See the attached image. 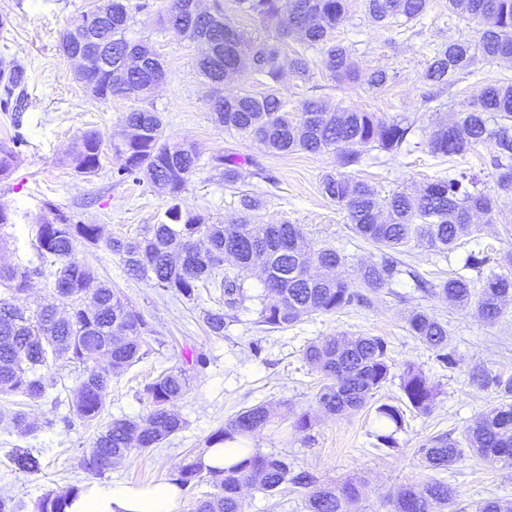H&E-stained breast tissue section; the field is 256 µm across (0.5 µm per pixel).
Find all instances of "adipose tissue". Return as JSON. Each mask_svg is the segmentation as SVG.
<instances>
[{"mask_svg":"<svg viewBox=\"0 0 512 512\" xmlns=\"http://www.w3.org/2000/svg\"><path fill=\"white\" fill-rule=\"evenodd\" d=\"M181 496L172 483L144 488L94 483L82 488L68 512H178Z\"/></svg>","mask_w":512,"mask_h":512,"instance_id":"1","label":"adipose tissue"}]
</instances>
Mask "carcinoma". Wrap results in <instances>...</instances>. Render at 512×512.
Wrapping results in <instances>:
<instances>
[{
  "mask_svg": "<svg viewBox=\"0 0 512 512\" xmlns=\"http://www.w3.org/2000/svg\"><path fill=\"white\" fill-rule=\"evenodd\" d=\"M99 0L84 16V26L75 30L71 42L88 36L112 46V55L127 58L130 66L124 79H111L94 53L84 67L85 84L101 101L131 94L143 99L165 77L164 66L153 46L134 42L127 33L132 11L149 8L144 2ZM351 0H289V25L280 28L282 0H234L235 11L268 29L272 37L258 38L235 25L224 0H213L207 10L198 0H170L160 22L181 30L196 45L195 64L204 82L213 89L212 120L229 134L254 137L276 153L302 151L311 155L334 152L342 170L327 174L321 182L322 194L342 209L353 231L381 251L380 260L363 269L360 286L353 287L336 269L343 257L325 246L312 249L298 224L283 221L261 224L251 213L262 200L240 193V216L230 224H209L183 208L182 193L194 172L203 167L194 145L165 138L163 117L149 109H133L121 120L118 138L110 149L124 163L113 172L119 182L149 180L167 195L164 220L145 228L135 238H102L98 224H76L51 202L32 225V245L40 264L0 265V393L31 403L48 397L54 378L41 372L59 360L78 368L81 381L71 413L84 423L99 420L105 397L112 385V373L140 362L148 351L146 337L151 328L135 311L119 289L99 280L96 268L75 258L78 245L97 247L103 243L119 256L127 275L145 280L175 298L196 301L202 292L215 290L224 297L219 308L207 310L203 322L210 333L224 335L235 319V311L247 299L238 275L224 270V258L240 269L261 263L264 294L259 323L269 330H283L312 313L330 315L355 304L369 305L379 292L400 274L398 255L414 240L424 241L446 254L460 238L476 232L471 215H490L501 194H512V83L486 85L468 102L452 123L439 124L429 134L428 146L435 156L457 157L480 144L493 147L489 158L494 185L479 188L477 175L455 171L446 178L428 182L413 193L396 192L383 196L377 188L355 178L347 169L361 165L365 155L378 152L391 160L412 152L415 123L407 118L387 119L376 112L331 106L319 99H307L297 112L288 110V101L279 92L284 70L303 83L309 82L315 67L343 84H358L360 69L351 47L335 40L334 31L349 16ZM431 0H365V9L378 26L401 29L416 35L423 24ZM453 15L483 26L472 43L450 40L430 59L425 79L434 92L430 103L474 73L477 62L512 63V0H448ZM299 44L285 56L284 43ZM8 72L0 70V108L19 110L26 102V69L17 59ZM239 77L263 86L259 92L245 86L224 95L226 78ZM394 76L386 70L372 72L366 86L380 90ZM21 141H0V177L9 176L18 166ZM102 134L85 130L74 142L69 162L80 175L90 176L101 167ZM211 166L222 171L224 185L232 187L244 166L254 175L269 179L265 170L250 157L228 152L212 157ZM490 263L503 269L490 271L480 287L463 276L438 284V292L455 305L473 309L494 322L512 300V248L498 257L469 253L464 266L480 269ZM54 278V291L68 302L66 315L54 305L34 311L16 303L32 279ZM408 333L432 350L444 368L455 366L448 351V324L425 310H413L406 317ZM306 361L321 376L315 393L317 410L327 416L356 413L367 407L390 379L392 364L388 344L380 336H322L304 349ZM107 359L109 368L99 366ZM478 388L489 390L497 401L467 427L462 437L437 436L421 445L418 456L431 471H446L458 457L468 452L489 464L512 468V375L480 367L471 373ZM191 375L183 366H173L146 384L143 395L150 404L144 419L114 418L99 431L80 466L102 477L135 453L158 447L184 427L174 409L190 386ZM400 389L406 404L419 414L432 411L438 392L418 366L407 362L400 373ZM376 413L383 428L375 433L377 444L392 450L394 432L403 428L404 410L381 403ZM292 427L311 430L317 416L310 410L289 411ZM0 421L35 433L53 425L47 419L38 424L28 420L24 410L0 415ZM272 422L269 406L256 403L237 413L216 429L208 445L248 437ZM14 470L36 474L42 456L31 448H15L9 455ZM171 481L184 490L202 483L213 491L197 499L191 512H243L241 489L253 486L273 497L280 487L291 484L306 491V512H357L362 488L349 479L338 485H323L306 469L295 466L288 455L252 450L241 460L224 468H210L198 454L180 467ZM80 487L63 492L48 490L33 502L31 512H67ZM454 494L448 483L432 478L420 486L406 485L392 504V512H445L452 509ZM476 512H512V500L490 498Z\"/></svg>",
  "mask_w": 512,
  "mask_h": 512,
  "instance_id": "1",
  "label": "carcinoma"
}]
</instances>
